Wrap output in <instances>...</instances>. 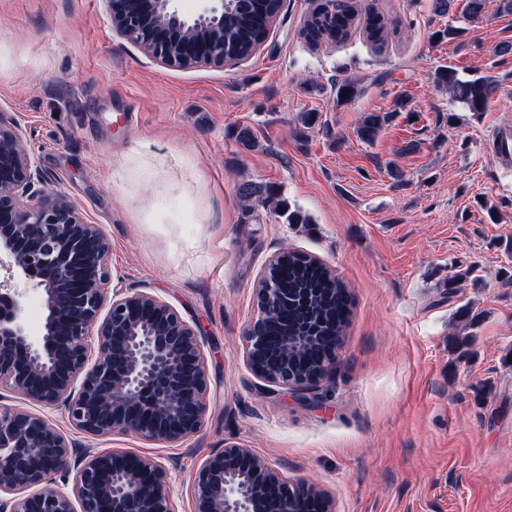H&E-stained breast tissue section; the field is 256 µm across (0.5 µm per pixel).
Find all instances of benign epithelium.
<instances>
[{
    "label": "benign epithelium",
    "mask_w": 512,
    "mask_h": 512,
    "mask_svg": "<svg viewBox=\"0 0 512 512\" xmlns=\"http://www.w3.org/2000/svg\"><path fill=\"white\" fill-rule=\"evenodd\" d=\"M113 31L169 68L224 67L225 0L193 17L176 0H104ZM44 177L17 121L0 111V400L20 395L63 407L91 439L135 435L177 443L205 421L208 378L198 328L160 296L111 287L112 251L78 205L41 189ZM255 289L244 361L259 381L307 391L336 364V337L288 335V289ZM43 316L32 334L28 298ZM193 512H296L327 493L293 481L244 444L207 455L192 485ZM0 512H175L168 471L118 448L78 449L43 413L0 404Z\"/></svg>",
    "instance_id": "1"
}]
</instances>
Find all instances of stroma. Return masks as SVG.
<instances>
[{
  "mask_svg": "<svg viewBox=\"0 0 512 512\" xmlns=\"http://www.w3.org/2000/svg\"><path fill=\"white\" fill-rule=\"evenodd\" d=\"M319 4L284 0L230 67L171 69L113 32L103 0H0V110L46 189L102 226L112 287L157 294L204 338L202 431L109 445L166 467L177 512L193 510L201 461L234 443L320 485L336 512H512V159L494 153L512 119V13L359 0L388 23L378 49L359 26L309 42ZM448 24L463 35L434 39ZM445 66L496 80L485 112L436 86ZM347 80L360 94L343 103ZM366 112L394 115L370 142ZM244 183L306 223L247 208ZM287 248L326 263L352 300L335 369L302 394L265 390L242 357L258 279Z\"/></svg>",
  "mask_w": 512,
  "mask_h": 512,
  "instance_id": "35a3bbf8",
  "label": "stroma"
}]
</instances>
